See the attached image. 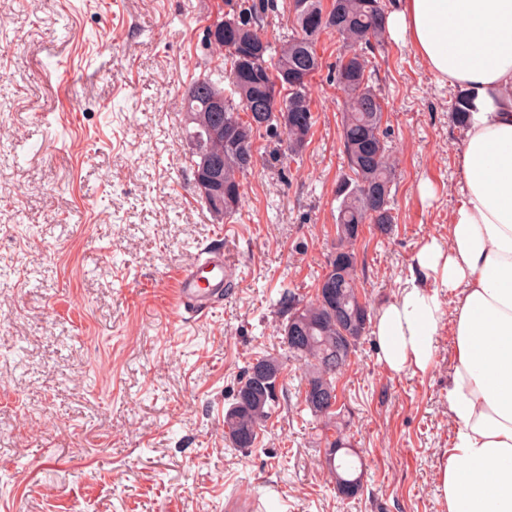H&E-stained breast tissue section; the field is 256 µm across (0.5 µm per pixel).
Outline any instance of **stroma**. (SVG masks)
<instances>
[{
	"mask_svg": "<svg viewBox=\"0 0 512 512\" xmlns=\"http://www.w3.org/2000/svg\"><path fill=\"white\" fill-rule=\"evenodd\" d=\"M221 0H0V512H443L449 322L423 372H388L372 334L336 379V424L361 456L340 495L324 419L286 358L284 289L313 301L336 244L345 176L338 45L322 36L318 115L299 159L256 139L231 220L193 190L183 93L222 56L202 44ZM385 100L395 222L363 228L360 298L378 312L412 259L445 239L460 194L457 91L409 40L372 57ZM223 252L234 281L176 321V274ZM282 358L279 400L253 448L224 412L249 362Z\"/></svg>",
	"mask_w": 512,
	"mask_h": 512,
	"instance_id": "1",
	"label": "stroma"
}]
</instances>
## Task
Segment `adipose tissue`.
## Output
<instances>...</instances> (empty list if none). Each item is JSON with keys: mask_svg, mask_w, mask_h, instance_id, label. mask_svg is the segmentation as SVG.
<instances>
[{"mask_svg": "<svg viewBox=\"0 0 512 512\" xmlns=\"http://www.w3.org/2000/svg\"><path fill=\"white\" fill-rule=\"evenodd\" d=\"M385 26L409 38L438 82L471 90L475 110L448 239L418 250L417 277L377 313V357L394 374L427 370L440 294H454L456 430L438 472L441 501L444 512H512V0H395Z\"/></svg>", "mask_w": 512, "mask_h": 512, "instance_id": "1", "label": "adipose tissue"}]
</instances>
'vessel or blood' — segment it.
<instances>
[{"label": "vessel or blood", "instance_id": "b4317fda", "mask_svg": "<svg viewBox=\"0 0 512 512\" xmlns=\"http://www.w3.org/2000/svg\"><path fill=\"white\" fill-rule=\"evenodd\" d=\"M230 276L223 253L194 259L181 270L177 281L180 305L196 316H205L222 299Z\"/></svg>", "mask_w": 512, "mask_h": 512}]
</instances>
